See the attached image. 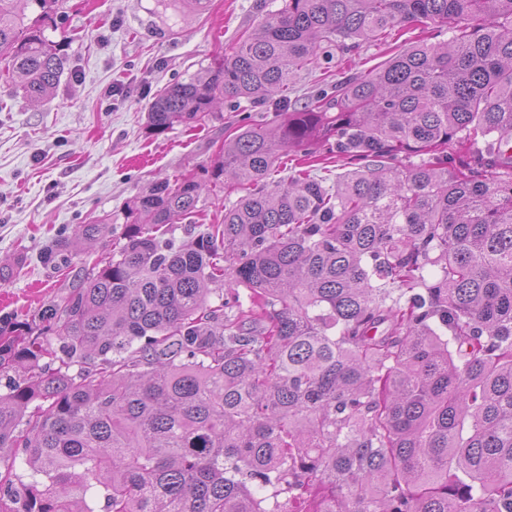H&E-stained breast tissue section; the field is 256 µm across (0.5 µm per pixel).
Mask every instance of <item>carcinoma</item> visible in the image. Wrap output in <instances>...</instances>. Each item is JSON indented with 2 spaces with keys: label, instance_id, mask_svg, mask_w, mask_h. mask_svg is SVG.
<instances>
[{
  "label": "carcinoma",
  "instance_id": "carcinoma-1",
  "mask_svg": "<svg viewBox=\"0 0 512 512\" xmlns=\"http://www.w3.org/2000/svg\"><path fill=\"white\" fill-rule=\"evenodd\" d=\"M21 2L0 0V60L40 101L64 72L59 0ZM429 25L448 41L153 184L111 254L0 319V512H512V0H283L147 125L281 103L322 44ZM320 145L344 161L331 186ZM285 151L298 170L275 181ZM204 192L239 197L177 242ZM112 232L92 217L45 260Z\"/></svg>",
  "mask_w": 512,
  "mask_h": 512
}]
</instances>
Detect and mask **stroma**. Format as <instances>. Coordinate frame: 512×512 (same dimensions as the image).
<instances>
[{
	"instance_id": "1",
	"label": "stroma",
	"mask_w": 512,
	"mask_h": 512,
	"mask_svg": "<svg viewBox=\"0 0 512 512\" xmlns=\"http://www.w3.org/2000/svg\"><path fill=\"white\" fill-rule=\"evenodd\" d=\"M282 0H209L206 10L168 26L157 0H62L47 34L64 73L50 100L15 93L0 62V260L14 266L0 282V316L34 318L61 295L65 272L44 255L89 215L108 213L124 230L127 204L163 179L201 171L224 135L242 121L275 120L273 104L218 103L215 119L163 132L146 117L157 91L207 68ZM397 49L394 39L332 50L290 85L300 105L347 65L367 72Z\"/></svg>"
}]
</instances>
